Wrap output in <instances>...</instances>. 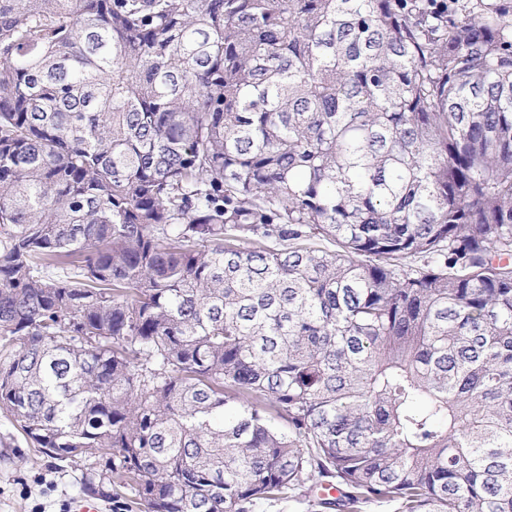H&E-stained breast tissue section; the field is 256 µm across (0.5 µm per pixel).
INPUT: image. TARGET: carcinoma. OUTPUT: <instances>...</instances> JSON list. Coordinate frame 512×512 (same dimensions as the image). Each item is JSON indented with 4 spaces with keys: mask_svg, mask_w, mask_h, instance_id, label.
Returning <instances> with one entry per match:
<instances>
[{
    "mask_svg": "<svg viewBox=\"0 0 512 512\" xmlns=\"http://www.w3.org/2000/svg\"><path fill=\"white\" fill-rule=\"evenodd\" d=\"M0 412L112 512H512L508 7L0 0Z\"/></svg>",
    "mask_w": 512,
    "mask_h": 512,
    "instance_id": "carcinoma-1",
    "label": "carcinoma"
}]
</instances>
